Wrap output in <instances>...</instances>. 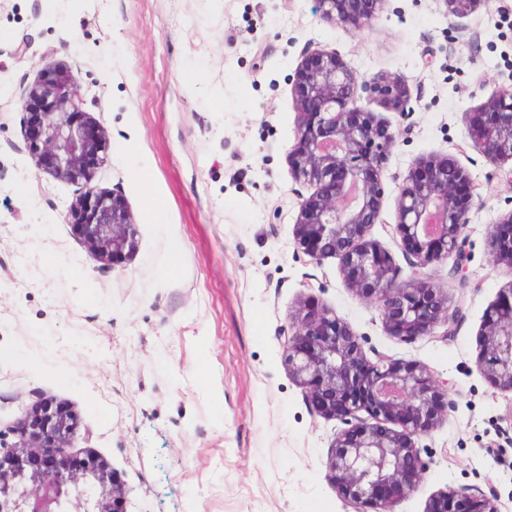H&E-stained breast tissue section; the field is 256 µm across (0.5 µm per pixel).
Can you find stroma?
<instances>
[{
  "label": "stroma",
  "instance_id": "1",
  "mask_svg": "<svg viewBox=\"0 0 512 512\" xmlns=\"http://www.w3.org/2000/svg\"><path fill=\"white\" fill-rule=\"evenodd\" d=\"M313 0H0V441L36 405L77 431L63 458L113 472L126 512H349L328 477L341 424L312 412L280 337L308 298L360 335L367 358L415 360L450 381L447 417L416 445L429 469L395 512L446 490L496 495L512 512V394L477 371L482 317L512 275L495 265L496 219L512 211V162L467 138L465 114L512 89V0L465 18L442 0H384L351 32ZM337 51L364 78L402 76L405 112L378 98L395 144L387 178L451 155L479 186L453 336L400 341L345 285L337 259L296 251L300 198L288 151L291 92L308 50ZM72 71L109 159L92 179L122 194L137 246L103 268L66 210L80 189L39 170L20 100L42 70Z\"/></svg>",
  "mask_w": 512,
  "mask_h": 512
}]
</instances>
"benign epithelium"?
Instances as JSON below:
<instances>
[{"instance_id":"obj_1","label":"benign epithelium","mask_w":512,"mask_h":512,"mask_svg":"<svg viewBox=\"0 0 512 512\" xmlns=\"http://www.w3.org/2000/svg\"><path fill=\"white\" fill-rule=\"evenodd\" d=\"M324 20L348 30L371 25L383 0H314ZM456 18L474 14L484 0H443ZM369 90L393 109L409 103L405 81L381 75L361 79L335 51L307 52L292 87L298 114L290 174L314 192L298 203L293 228L297 251L320 262L337 258L346 286L379 308L387 333L400 339L431 336L439 322L453 335L448 292L424 269L453 260L456 280L466 258L463 231L478 186L450 155L420 159L398 184L396 222L384 225L411 269L398 281L388 253L369 238L380 223L386 187L384 164L393 140L388 127L360 104ZM73 73L54 68L40 74L23 98V126L38 168L76 183L81 192L70 216L86 246L111 267L135 248L121 195L91 186L107 160L103 129L84 111ZM469 141L489 161L512 160V91L498 89L466 113ZM495 260L512 272V211L493 225ZM288 373L306 389L314 412L344 425L328 458L329 477L353 512H394L399 500L428 470L415 438L428 433L452 406L449 386L415 360L379 353L366 358L359 336L336 312L315 301L299 306L282 330ZM476 368L494 387L512 392V280L483 315ZM365 412L375 422L360 416ZM73 435L63 414L38 406L17 430L29 456L64 448ZM501 512L495 496H464L449 490L433 497L426 512ZM0 512H125L118 483L95 461L78 473L50 461L41 467L0 471Z\"/></svg>"}]
</instances>
